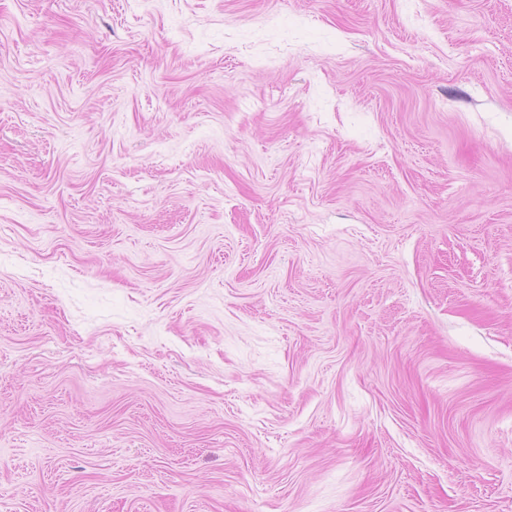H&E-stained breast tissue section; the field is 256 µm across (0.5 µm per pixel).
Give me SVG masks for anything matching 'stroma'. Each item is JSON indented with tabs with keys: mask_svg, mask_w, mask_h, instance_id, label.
Returning a JSON list of instances; mask_svg holds the SVG:
<instances>
[{
	"mask_svg": "<svg viewBox=\"0 0 512 512\" xmlns=\"http://www.w3.org/2000/svg\"><path fill=\"white\" fill-rule=\"evenodd\" d=\"M0 512H512V0H0Z\"/></svg>",
	"mask_w": 512,
	"mask_h": 512,
	"instance_id": "obj_1",
	"label": "stroma"
}]
</instances>
